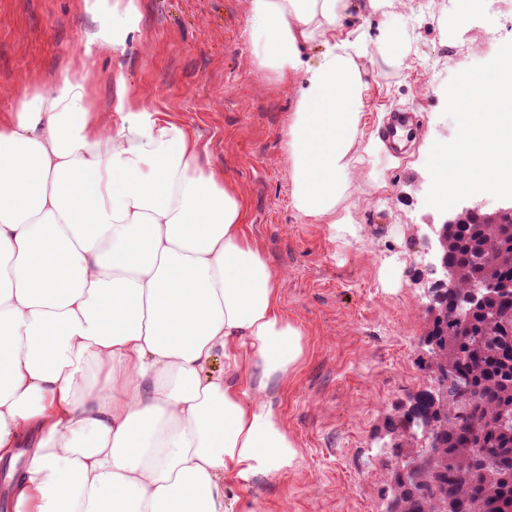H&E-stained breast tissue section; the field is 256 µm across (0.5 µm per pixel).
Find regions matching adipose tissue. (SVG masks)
I'll return each instance as SVG.
<instances>
[{"instance_id":"adipose-tissue-1","label":"adipose tissue","mask_w":512,"mask_h":512,"mask_svg":"<svg viewBox=\"0 0 512 512\" xmlns=\"http://www.w3.org/2000/svg\"><path fill=\"white\" fill-rule=\"evenodd\" d=\"M349 0H250L259 70L297 86L285 130L294 209L336 216L363 138V35ZM113 0L87 42L121 52ZM320 54L309 63L305 48ZM103 129L70 75L22 90L0 122V461L15 512H255L226 478L268 479L299 451L271 384L304 353L237 190L124 79ZM223 358L224 370L209 372Z\"/></svg>"}]
</instances>
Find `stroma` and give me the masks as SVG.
I'll use <instances>...</instances> for the list:
<instances>
[{
	"mask_svg": "<svg viewBox=\"0 0 512 512\" xmlns=\"http://www.w3.org/2000/svg\"><path fill=\"white\" fill-rule=\"evenodd\" d=\"M140 14L124 52L86 44L108 11L85 0H0V118L18 92L62 74L85 76L102 127H111L112 85L123 77L143 106L183 125L199 161L246 202L250 232L280 278L282 307L305 332V353L268 391L300 456L275 479L227 480L230 497L257 512H384L378 475L395 465L381 447L385 419L433 389L421 369L427 317L414 278L417 225L439 220L428 205L425 163L453 139L445 89L458 72L512 41V10L484 0L469 16L448 0H394L372 11L350 0L346 30L365 34L364 131L375 140L387 112L420 118L396 152L377 144L353 178V232L310 221L292 206L284 130L297 87L259 71L247 37L249 0H136ZM414 26L407 62L387 66L380 48L399 23Z\"/></svg>",
	"mask_w": 512,
	"mask_h": 512,
	"instance_id": "obj_1",
	"label": "stroma"
}]
</instances>
